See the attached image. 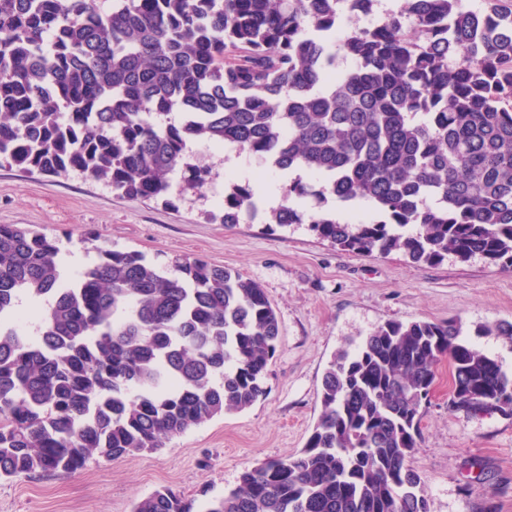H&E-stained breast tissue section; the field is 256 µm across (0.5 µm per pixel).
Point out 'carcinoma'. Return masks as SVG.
<instances>
[{
	"mask_svg": "<svg viewBox=\"0 0 512 512\" xmlns=\"http://www.w3.org/2000/svg\"><path fill=\"white\" fill-rule=\"evenodd\" d=\"M0 0V163L70 170L124 196L198 192L190 143H230L296 173L267 224L414 265L480 257L512 270V0ZM355 62L334 70L336 50ZM369 202L340 221L297 201ZM259 205L232 181L233 226ZM36 306L38 334L0 329V479L71 473L158 450L265 394L280 335L261 286L204 260L99 252L75 276L57 242L0 224V321ZM477 335L512 341V322ZM455 318L389 320L328 363L305 447L244 471L200 512H428L409 465L438 367L448 408L512 409V374ZM133 512H194L169 488Z\"/></svg>",
	"mask_w": 512,
	"mask_h": 512,
	"instance_id": "carcinoma-1",
	"label": "carcinoma"
}]
</instances>
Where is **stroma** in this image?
<instances>
[{"mask_svg": "<svg viewBox=\"0 0 512 512\" xmlns=\"http://www.w3.org/2000/svg\"><path fill=\"white\" fill-rule=\"evenodd\" d=\"M190 155L210 168L209 183L199 193L172 188L165 202L120 196L74 171L25 174L0 166V224H21L56 240L72 270L114 249L160 262L198 258L256 281L280 324L264 396L157 451L99 458L72 473L1 479L0 512H132L138 499L163 488L198 503L223 496L246 469L304 447L321 412L322 376L332 355L356 348L389 320L460 319L469 343L512 371V341L474 333L512 321V272L478 257L417 266L399 251H347L304 224L208 221L230 170L262 183L274 200L285 176L270 167L253 171L246 154L228 155L204 141L191 144ZM421 430L409 463L425 480L428 512H512V412L449 409L443 371Z\"/></svg>", "mask_w": 512, "mask_h": 512, "instance_id": "1", "label": "stroma"}]
</instances>
